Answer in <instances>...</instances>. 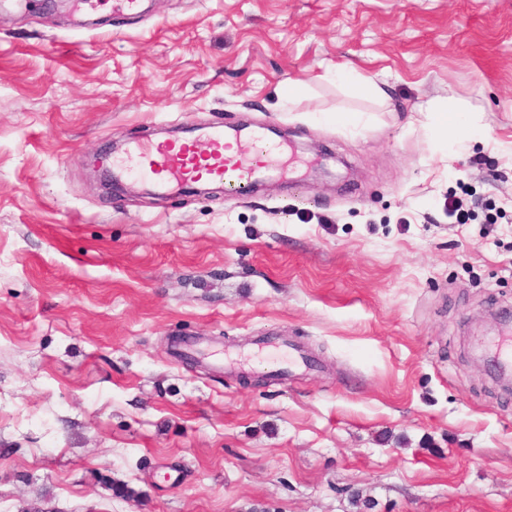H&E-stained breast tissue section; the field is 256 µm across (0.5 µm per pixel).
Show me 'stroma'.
I'll list each match as a JSON object with an SVG mask.
<instances>
[{"label":"stroma","instance_id":"35a3bbf8","mask_svg":"<svg viewBox=\"0 0 512 512\" xmlns=\"http://www.w3.org/2000/svg\"><path fill=\"white\" fill-rule=\"evenodd\" d=\"M242 124L300 175L101 178ZM504 309L512 0H0V512H512V392L473 355ZM203 337L240 368L176 357ZM255 345L254 354L256 356H263L270 353H275L272 357L273 365L283 376H288L297 368H309L313 362L295 346L288 343H280L271 341L269 339H258L253 343ZM265 358L264 360H267Z\"/></svg>","mask_w":512,"mask_h":512}]
</instances>
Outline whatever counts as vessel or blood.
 <instances>
[{
    "label": "vessel or blood",
    "mask_w": 512,
    "mask_h": 512,
    "mask_svg": "<svg viewBox=\"0 0 512 512\" xmlns=\"http://www.w3.org/2000/svg\"><path fill=\"white\" fill-rule=\"evenodd\" d=\"M205 138L206 148L202 151L192 142L138 144L131 149L128 162L132 170L162 188L207 178L223 183L225 192L231 196L244 194L248 184L259 176L287 175L292 163L284 145L266 142L258 128L239 143L237 154L231 158L224 154L222 128H207ZM254 353L271 355L274 367L284 376L311 365L302 350L283 342L256 340Z\"/></svg>",
    "instance_id": "b4317fda"
}]
</instances>
